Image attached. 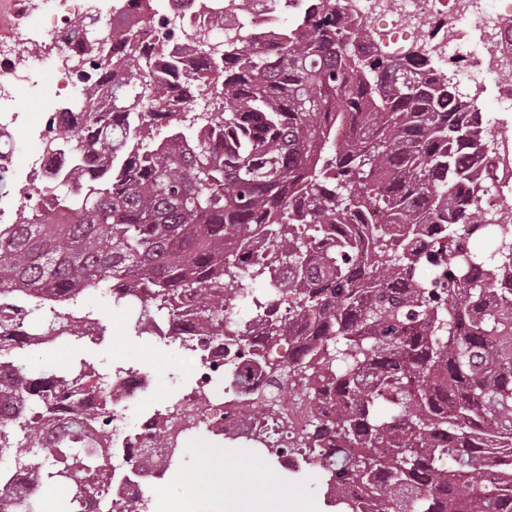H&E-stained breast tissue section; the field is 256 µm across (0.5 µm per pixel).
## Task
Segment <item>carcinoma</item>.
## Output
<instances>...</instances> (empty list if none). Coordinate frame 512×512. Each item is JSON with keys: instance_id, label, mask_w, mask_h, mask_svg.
I'll return each instance as SVG.
<instances>
[{"instance_id": "1", "label": "carcinoma", "mask_w": 512, "mask_h": 512, "mask_svg": "<svg viewBox=\"0 0 512 512\" xmlns=\"http://www.w3.org/2000/svg\"><path fill=\"white\" fill-rule=\"evenodd\" d=\"M339 0H311L305 23L268 45L244 36L214 70L192 71L200 51L140 47L139 31L112 15L87 34L97 68L77 112L50 147L67 153L65 180L48 187L62 211L35 207L0 224V364L5 396L26 415L0 424V456L43 461L40 479L69 491L70 509L109 483L107 464L70 449L52 461L41 430L68 397L65 382L91 383L93 365L59 373L12 359L40 336L95 326L92 296L135 312L131 332L185 321L191 336L236 341L237 357L268 367L297 397L336 403L300 441L341 512H512V223L483 209L479 169L490 131L470 102L423 70L352 51L363 25L337 42ZM184 70L205 91L200 112L166 111L168 74ZM107 174L88 183L86 156ZM472 188L461 206L458 184ZM376 217L369 230L353 224ZM336 227V241L318 243ZM445 276L424 275L417 243ZM488 237L495 249L477 245ZM273 262H247L258 241ZM269 283L288 314L272 334L288 360L242 339L234 314L267 312ZM336 348L320 352L321 344ZM99 403L71 399L89 421L111 420Z\"/></svg>"}]
</instances>
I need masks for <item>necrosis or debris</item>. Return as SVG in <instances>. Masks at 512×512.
I'll return each instance as SVG.
<instances>
[{"mask_svg":"<svg viewBox=\"0 0 512 512\" xmlns=\"http://www.w3.org/2000/svg\"><path fill=\"white\" fill-rule=\"evenodd\" d=\"M36 2L44 15L62 17L39 35L22 22ZM126 2L127 19L139 23L145 44L151 46L168 32L177 41L188 32L205 39L216 34L224 41L246 32L266 40L280 29L282 17L296 21L305 16L309 0H256L246 19L235 10V0H219L212 11L190 7L188 0H152L149 8L145 0ZM0 12L21 18L0 33V169L12 172L23 188L50 174L68 172L70 162L66 155L51 156L41 147L24 168H16L11 129L19 115L8 111L7 105L16 87L28 82L32 65L47 59L59 77L56 95L76 97L79 64L87 46L72 22L87 13L68 0H0ZM340 13L348 27L379 19L381 26L367 43L369 51L418 63L467 99L480 97L484 73L501 75L493 95L500 112L512 115V0H342ZM479 167L488 181L482 204L499 210L504 195L512 194V138L495 132ZM153 337L179 343L192 373L190 386L160 408L133 418L128 410L152 395L154 376L133 366L97 371V378L112 386L109 428L99 430L96 423L65 411L58 428L47 435L52 447L63 451L71 447L73 433H81L86 452L113 465L108 491L86 499L78 512H102L106 501L113 512L129 502L148 501L163 473L180 469L186 448L203 432L232 435L248 448L259 443L281 449L278 461L291 471L308 466L307 455L287 449L293 433L304 430L308 422L307 406L283 395L276 410L257 414L253 392L266 387V377L255 372L246 383L231 381L230 354L216 338L183 335L171 322L158 326ZM31 469L27 462L0 459V494L11 499L15 512H36L42 497V487L31 480Z\"/></svg>","mask_w":512,"mask_h":512,"instance_id":"4bbe7bcc","label":"necrosis or debris"}]
</instances>
